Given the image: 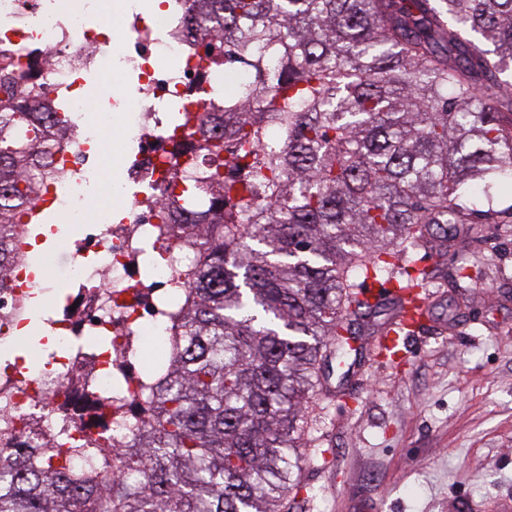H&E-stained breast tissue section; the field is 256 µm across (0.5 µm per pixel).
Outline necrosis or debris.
Returning <instances> with one entry per match:
<instances>
[{
    "instance_id": "4bbe7bcc",
    "label": "necrosis or debris",
    "mask_w": 512,
    "mask_h": 512,
    "mask_svg": "<svg viewBox=\"0 0 512 512\" xmlns=\"http://www.w3.org/2000/svg\"><path fill=\"white\" fill-rule=\"evenodd\" d=\"M105 0H0V61L26 91L63 99L70 124L50 157L56 174L39 202L86 225L70 244L66 303L53 301L52 281L33 266L34 246L21 236L23 257L0 283V446L38 447L53 441L95 439L111 451L131 445L144 419L143 348L172 334L183 299L184 270L197 256L187 240L200 239L222 203L209 200L196 223L182 221L177 202L182 178L208 167L197 128L169 122L180 100L210 112L218 79L202 58L205 27L188 29L170 4L143 17L120 0L122 25L105 13ZM135 73L138 88L125 106L124 137L139 151L124 179H105L98 153L103 125L90 124L80 91L84 76L102 64ZM124 202L120 219L112 200ZM38 305L51 331L49 353L26 358L16 345ZM111 412H103L102 403ZM39 430H31L30 422Z\"/></svg>"
}]
</instances>
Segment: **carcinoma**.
Returning a JSON list of instances; mask_svg holds the SVG:
<instances>
[{
    "label": "carcinoma",
    "mask_w": 512,
    "mask_h": 512,
    "mask_svg": "<svg viewBox=\"0 0 512 512\" xmlns=\"http://www.w3.org/2000/svg\"><path fill=\"white\" fill-rule=\"evenodd\" d=\"M209 8V63L253 71L228 117L198 125L210 160L179 200L228 202L184 273L174 352L148 376V421L97 471L56 444L0 450V512H288L305 408L348 361L355 322L424 315L432 224H494L512 204V0H189ZM66 109L0 81V270L51 178ZM247 171L224 175V154ZM483 182L477 197L473 183ZM372 278L393 298L371 300Z\"/></svg>",
    "instance_id": "obj_1"
}]
</instances>
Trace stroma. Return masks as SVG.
Returning <instances> with one entry per match:
<instances>
[{
    "label": "stroma",
    "mask_w": 512,
    "mask_h": 512,
    "mask_svg": "<svg viewBox=\"0 0 512 512\" xmlns=\"http://www.w3.org/2000/svg\"><path fill=\"white\" fill-rule=\"evenodd\" d=\"M136 85L107 67L89 76L90 119L120 125L108 98ZM417 258L436 271L429 314L391 361L377 354L381 326L361 328L355 361L313 393L301 472L311 496L290 512H497L512 502V223L439 225Z\"/></svg>",
    "instance_id": "1"
}]
</instances>
